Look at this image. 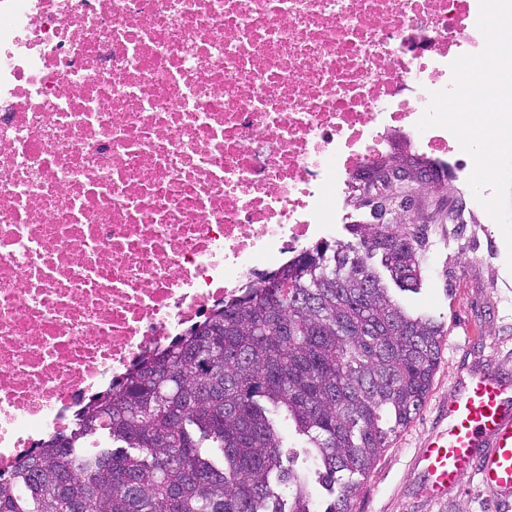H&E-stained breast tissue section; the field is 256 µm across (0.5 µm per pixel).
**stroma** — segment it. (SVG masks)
<instances>
[{
    "label": "stroma",
    "mask_w": 512,
    "mask_h": 512,
    "mask_svg": "<svg viewBox=\"0 0 512 512\" xmlns=\"http://www.w3.org/2000/svg\"><path fill=\"white\" fill-rule=\"evenodd\" d=\"M455 229L424 223V271L417 292H396L410 312L442 322L447 334L431 389L415 419L395 437L351 501V512H512L477 479L435 501L419 488L415 458L437 429L456 376L512 372V270L497 223L485 209L466 211Z\"/></svg>",
    "instance_id": "stroma-1"
}]
</instances>
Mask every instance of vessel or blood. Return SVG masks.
Listing matches in <instances>:
<instances>
[{
    "mask_svg": "<svg viewBox=\"0 0 512 512\" xmlns=\"http://www.w3.org/2000/svg\"><path fill=\"white\" fill-rule=\"evenodd\" d=\"M416 462L422 491L440 499L478 477L500 499H512V376L480 371L458 376L448 423L429 438Z\"/></svg>",
    "mask_w": 512,
    "mask_h": 512,
    "instance_id": "vessel-or-blood-1",
    "label": "vessel or blood"
}]
</instances>
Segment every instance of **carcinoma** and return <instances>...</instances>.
Instances as JSON below:
<instances>
[{"label":"carcinoma","mask_w":512,"mask_h":512,"mask_svg":"<svg viewBox=\"0 0 512 512\" xmlns=\"http://www.w3.org/2000/svg\"><path fill=\"white\" fill-rule=\"evenodd\" d=\"M143 356L17 464L0 468V512H314L283 464L282 419L322 479L325 512H349L391 434L420 410L446 333L408 313L369 266L418 286L421 228L354 224ZM108 431L89 455L77 441Z\"/></svg>","instance_id":"carcinoma-1"}]
</instances>
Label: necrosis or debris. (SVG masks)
<instances>
[{"instance_id": "necrosis-or-debris-1", "label": "necrosis or debris", "mask_w": 512, "mask_h": 512, "mask_svg": "<svg viewBox=\"0 0 512 512\" xmlns=\"http://www.w3.org/2000/svg\"><path fill=\"white\" fill-rule=\"evenodd\" d=\"M479 0H0V466L310 244L421 131Z\"/></svg>"}]
</instances>
